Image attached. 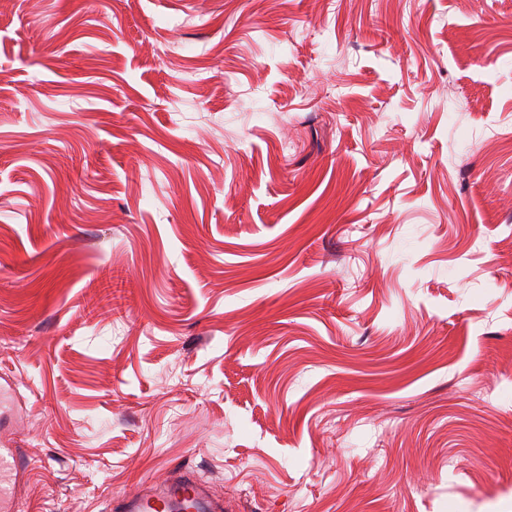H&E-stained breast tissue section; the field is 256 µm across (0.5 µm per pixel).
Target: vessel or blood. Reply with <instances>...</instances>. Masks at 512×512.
Segmentation results:
<instances>
[{"instance_id":"vessel-or-blood-1","label":"vessel or blood","mask_w":512,"mask_h":512,"mask_svg":"<svg viewBox=\"0 0 512 512\" xmlns=\"http://www.w3.org/2000/svg\"><path fill=\"white\" fill-rule=\"evenodd\" d=\"M216 504L191 472L158 479L146 491H131L112 500V512H216Z\"/></svg>"}]
</instances>
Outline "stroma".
<instances>
[{
    "instance_id": "obj_1",
    "label": "stroma",
    "mask_w": 512,
    "mask_h": 512,
    "mask_svg": "<svg viewBox=\"0 0 512 512\" xmlns=\"http://www.w3.org/2000/svg\"><path fill=\"white\" fill-rule=\"evenodd\" d=\"M511 233L512 0H9L23 512H512ZM219 508L185 470L165 475L144 492L135 490L112 499L113 512H213Z\"/></svg>"
}]
</instances>
